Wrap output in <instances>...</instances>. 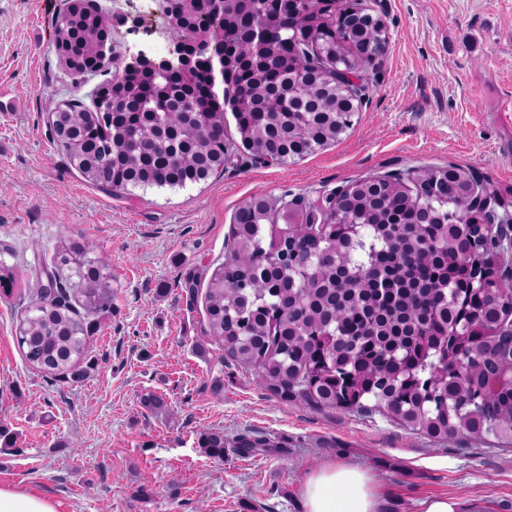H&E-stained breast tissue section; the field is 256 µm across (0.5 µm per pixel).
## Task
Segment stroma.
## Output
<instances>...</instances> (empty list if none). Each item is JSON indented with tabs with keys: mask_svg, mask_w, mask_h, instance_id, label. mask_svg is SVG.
<instances>
[{
	"mask_svg": "<svg viewBox=\"0 0 512 512\" xmlns=\"http://www.w3.org/2000/svg\"><path fill=\"white\" fill-rule=\"evenodd\" d=\"M389 37L368 102L336 144L283 164L256 162L227 120L230 160L183 190L114 196L89 184L49 136L48 114L95 79L70 76L53 23L65 0H0V488L56 512H303L307 477L348 465L373 480L380 512H512V448L437 444L380 412L317 410L259 388L206 339L205 283L240 204L289 194L308 203L389 171L451 164L479 174L512 214V0H366ZM92 242L118 280L88 339L82 381L46 376L16 339L28 286L58 245ZM164 398L155 413L143 398ZM249 430L274 445L209 457L198 440Z\"/></svg>",
	"mask_w": 512,
	"mask_h": 512,
	"instance_id": "35a3bbf8",
	"label": "stroma"
}]
</instances>
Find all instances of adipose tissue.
<instances>
[{
	"label": "adipose tissue",
	"instance_id": "ef3b65f1",
	"mask_svg": "<svg viewBox=\"0 0 512 512\" xmlns=\"http://www.w3.org/2000/svg\"><path fill=\"white\" fill-rule=\"evenodd\" d=\"M305 512H378L379 502L368 474L328 465L314 472L303 488Z\"/></svg>",
	"mask_w": 512,
	"mask_h": 512
}]
</instances>
